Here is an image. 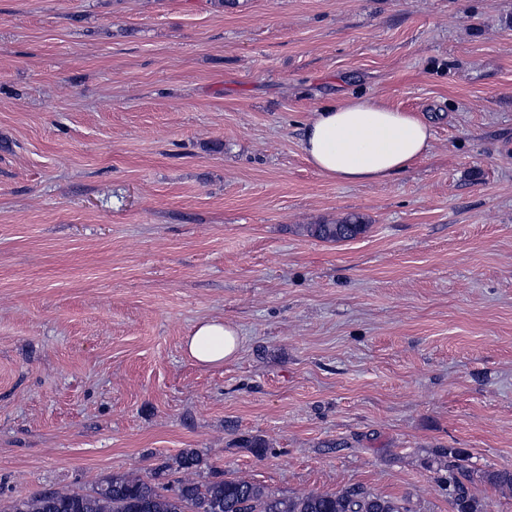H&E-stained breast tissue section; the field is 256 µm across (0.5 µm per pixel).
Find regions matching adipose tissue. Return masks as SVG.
<instances>
[{"label":"adipose tissue","instance_id":"obj_1","mask_svg":"<svg viewBox=\"0 0 512 512\" xmlns=\"http://www.w3.org/2000/svg\"><path fill=\"white\" fill-rule=\"evenodd\" d=\"M430 122L380 100L351 95L315 109L302 127L301 148L311 166L327 179L379 182L403 172L432 147ZM237 329L221 319L198 323L186 339L197 363L216 366L235 358Z\"/></svg>","mask_w":512,"mask_h":512}]
</instances>
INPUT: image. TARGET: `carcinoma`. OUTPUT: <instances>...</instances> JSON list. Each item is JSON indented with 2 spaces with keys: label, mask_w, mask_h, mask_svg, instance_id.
<instances>
[{
  "label": "carcinoma",
  "mask_w": 512,
  "mask_h": 512,
  "mask_svg": "<svg viewBox=\"0 0 512 512\" xmlns=\"http://www.w3.org/2000/svg\"><path fill=\"white\" fill-rule=\"evenodd\" d=\"M367 224L356 215L336 224H309L310 236L343 242L364 233ZM448 457V497L455 512H485L466 485L470 474L465 453L457 448ZM203 460L186 449L151 468L149 474L107 478L90 491L46 489L14 501L8 512H413L406 499L383 495L356 485L336 493L280 494L242 480L197 479Z\"/></svg>",
  "instance_id": "obj_1"
}]
</instances>
